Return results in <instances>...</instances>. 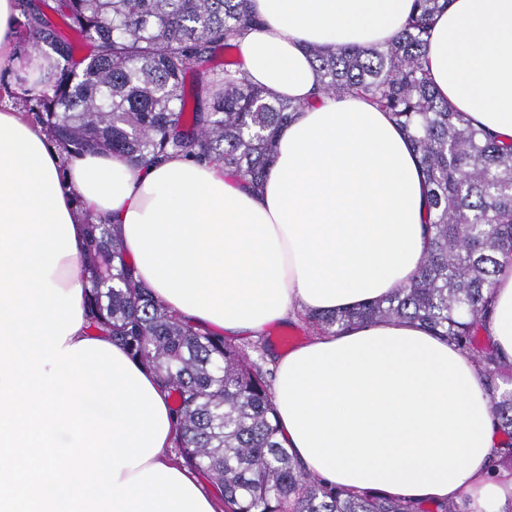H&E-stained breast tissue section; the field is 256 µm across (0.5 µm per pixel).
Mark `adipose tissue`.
I'll return each mask as SVG.
<instances>
[{
	"mask_svg": "<svg viewBox=\"0 0 512 512\" xmlns=\"http://www.w3.org/2000/svg\"><path fill=\"white\" fill-rule=\"evenodd\" d=\"M414 0H251L262 27L239 40L249 79L304 109L279 135L260 188L176 154L131 166L117 154L62 159L42 126L0 115L46 143L75 254L50 276L86 282V229L74 196L118 227L135 275L193 324L253 336L304 312L353 308L408 284L428 252L418 158L388 113L323 96L312 45L390 41ZM432 85L452 111L512 140V0H451L432 23ZM486 334L512 362V264L496 277ZM273 400L284 447L328 484L421 502L470 496L512 512V482L490 479L502 435L471 356L419 323L378 321L317 336L278 356Z\"/></svg>",
	"mask_w": 512,
	"mask_h": 512,
	"instance_id": "obj_1",
	"label": "adipose tissue"
}]
</instances>
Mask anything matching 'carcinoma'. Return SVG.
Here are the masks:
<instances>
[{
	"label": "carcinoma",
	"mask_w": 512,
	"mask_h": 512,
	"mask_svg": "<svg viewBox=\"0 0 512 512\" xmlns=\"http://www.w3.org/2000/svg\"><path fill=\"white\" fill-rule=\"evenodd\" d=\"M24 31L54 57L34 95V122L68 156L112 153L133 166L171 154L209 161L261 187L277 135L303 105L269 96L233 58L261 25L249 0H18ZM448 0H415L383 46L309 48L320 91L359 96L392 115L421 158L429 198L427 257L395 293L349 311L305 313L318 335L374 320L418 322L475 360L506 438L491 476L512 471V362L477 347L495 277L512 263V143L462 122L430 86L424 56ZM86 223L88 329L151 370L172 399L174 447L209 477L225 512H472L469 499L431 506L331 487L283 447L270 385L245 348L162 306L135 280L114 225Z\"/></svg>",
	"instance_id": "carcinoma-1"
}]
</instances>
